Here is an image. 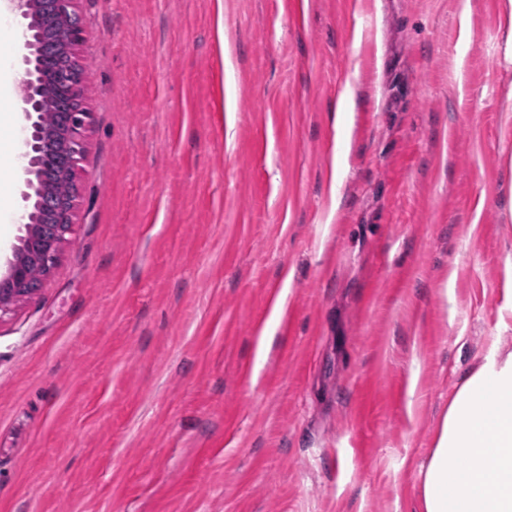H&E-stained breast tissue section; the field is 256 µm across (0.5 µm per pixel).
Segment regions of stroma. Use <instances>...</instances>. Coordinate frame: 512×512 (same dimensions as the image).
<instances>
[{"label": "stroma", "instance_id": "obj_1", "mask_svg": "<svg viewBox=\"0 0 512 512\" xmlns=\"http://www.w3.org/2000/svg\"><path fill=\"white\" fill-rule=\"evenodd\" d=\"M76 11L92 119L0 318V512H417L449 396L512 352L506 0ZM26 180L0 160V212Z\"/></svg>", "mask_w": 512, "mask_h": 512}]
</instances>
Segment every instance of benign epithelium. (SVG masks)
<instances>
[{"instance_id":"benign-epithelium-1","label":"benign epithelium","mask_w":512,"mask_h":512,"mask_svg":"<svg viewBox=\"0 0 512 512\" xmlns=\"http://www.w3.org/2000/svg\"><path fill=\"white\" fill-rule=\"evenodd\" d=\"M13 10L25 20L23 25L24 46L28 54L24 58L27 65L28 91L23 100L22 110L27 124L25 131V170L32 175L28 186L34 195H25V199H34L32 210L22 215L25 235L19 238V244L13 246L11 258L8 259L5 272L0 273V316L10 310L16 302L33 299L47 280L58 261L62 246L73 232V213L75 205L57 212L50 223H42L46 204L44 194V162L40 156V148L44 140L56 138L60 140L62 149L68 154L67 172L76 174L84 154L85 133L91 120V113L76 114L72 127L65 131L50 129L43 123V109L48 104L44 96L45 84L42 64V51L35 21L43 14L44 5L51 7L58 21L56 28L57 41L68 51L77 53L82 37L71 32L64 19L76 9L77 0H10ZM38 264L44 271L40 284L36 285L30 278L29 268Z\"/></svg>"}]
</instances>
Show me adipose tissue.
<instances>
[{"label":"adipose tissue","instance_id":"ef3b65f1","mask_svg":"<svg viewBox=\"0 0 512 512\" xmlns=\"http://www.w3.org/2000/svg\"><path fill=\"white\" fill-rule=\"evenodd\" d=\"M418 512H512V353L487 358L449 397Z\"/></svg>","mask_w":512,"mask_h":512}]
</instances>
